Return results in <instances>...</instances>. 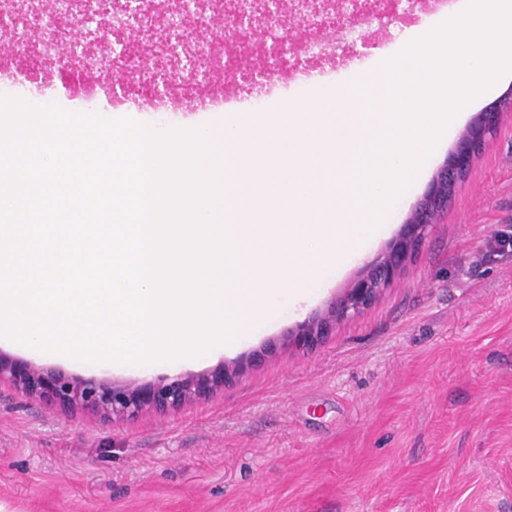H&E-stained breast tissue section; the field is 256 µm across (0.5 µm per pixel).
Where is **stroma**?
<instances>
[{"label": "stroma", "instance_id": "1", "mask_svg": "<svg viewBox=\"0 0 512 512\" xmlns=\"http://www.w3.org/2000/svg\"><path fill=\"white\" fill-rule=\"evenodd\" d=\"M476 116L429 157L363 255L329 265L305 302L273 301L233 350L87 367L0 345L116 386L251 362L206 398L128 421L1 387L0 512H512V254L481 259L512 229V112L377 301L314 346L293 339L386 253ZM132 117L217 131L229 114L144 101Z\"/></svg>", "mask_w": 512, "mask_h": 512}]
</instances>
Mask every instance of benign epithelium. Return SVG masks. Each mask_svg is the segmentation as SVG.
<instances>
[{
    "label": "benign epithelium",
    "instance_id": "obj_1",
    "mask_svg": "<svg viewBox=\"0 0 512 512\" xmlns=\"http://www.w3.org/2000/svg\"><path fill=\"white\" fill-rule=\"evenodd\" d=\"M194 7L182 14L188 23L199 13H208L214 19L224 16L221 0H193ZM238 11L252 19L246 37L266 45L279 38L278 31L286 25H300L310 15H320L325 9L323 0H239ZM362 4L349 0L339 13L341 25L358 26ZM87 14L86 23L79 36H69L60 42L57 52L71 65L81 64L93 54L92 44L98 42L95 31L98 19L112 21L113 43L107 45L108 56L116 51L127 56L137 53L152 56L165 68L183 60L194 59L203 64L213 43L198 35L193 44L174 45L170 40L171 25L177 13L162 5L161 0H99L98 8L85 0H72L66 11L55 8L52 18L55 25L72 31L74 15ZM278 22L273 27L266 17ZM503 110L492 108L479 113L475 126L480 135L472 138L462 135L437 175L429 184L421 206L403 224L401 232L390 249L346 289L343 297L333 302L327 312L297 325L295 336L304 346H312L329 335L340 323L353 319L369 308L410 260L413 252L427 239L440 211L446 206L444 188L456 185L467 173L476 155L485 146L501 123ZM244 372V365H224L216 378L203 375L176 378L145 390L140 386L116 387L96 379H76L59 373H49L42 368L25 363L17 365L0 360V384L11 386L28 399H37L68 410H87L109 421L135 418L145 411L178 409L185 404L204 398L224 387L229 380Z\"/></svg>",
    "mask_w": 512,
    "mask_h": 512
}]
</instances>
